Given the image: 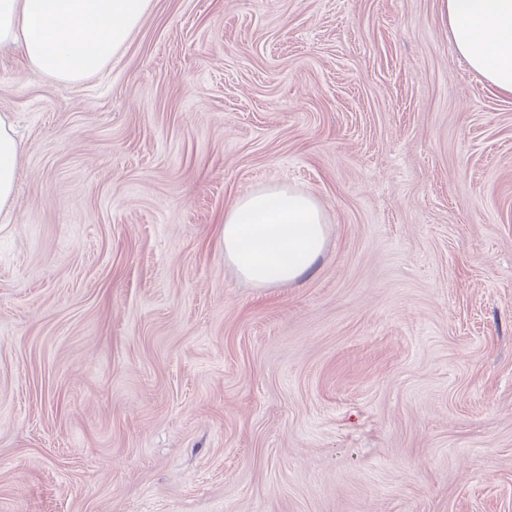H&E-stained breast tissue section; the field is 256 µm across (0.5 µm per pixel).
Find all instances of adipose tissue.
Listing matches in <instances>:
<instances>
[{"label": "adipose tissue", "mask_w": 512, "mask_h": 512, "mask_svg": "<svg viewBox=\"0 0 512 512\" xmlns=\"http://www.w3.org/2000/svg\"><path fill=\"white\" fill-rule=\"evenodd\" d=\"M151 0H0V46H20L37 73L78 81L102 70L139 26ZM458 54L512 95V0H441ZM21 146L0 116V211L16 190ZM326 241L310 195L273 187L241 197L224 215V260L258 288L310 273Z\"/></svg>", "instance_id": "adipose-tissue-1"}]
</instances>
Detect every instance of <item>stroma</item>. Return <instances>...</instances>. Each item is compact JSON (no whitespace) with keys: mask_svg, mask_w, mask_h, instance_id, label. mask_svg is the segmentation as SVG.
<instances>
[{"mask_svg":"<svg viewBox=\"0 0 512 512\" xmlns=\"http://www.w3.org/2000/svg\"><path fill=\"white\" fill-rule=\"evenodd\" d=\"M0 115V512H512V96L441 0H152ZM270 186L327 241L255 288ZM12 123L0 116V213L8 209L16 190L21 146ZM325 241L324 216L314 198L287 187L241 197L224 214V261L257 288L310 273Z\"/></svg>","mask_w":512,"mask_h":512,"instance_id":"obj_1","label":"stroma"}]
</instances>
